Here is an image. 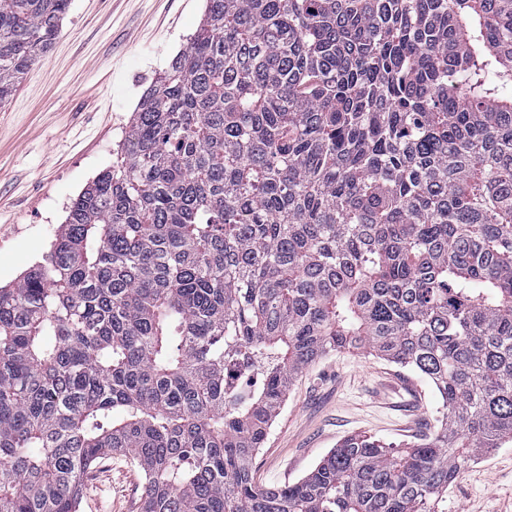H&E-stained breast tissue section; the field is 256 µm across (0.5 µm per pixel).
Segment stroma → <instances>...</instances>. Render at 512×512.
Returning <instances> with one entry per match:
<instances>
[{"label": "stroma", "instance_id": "obj_1", "mask_svg": "<svg viewBox=\"0 0 512 512\" xmlns=\"http://www.w3.org/2000/svg\"><path fill=\"white\" fill-rule=\"evenodd\" d=\"M206 0H72L54 44L0 105V286L41 261L71 202L117 158L142 94L201 22ZM426 380L361 352H334L298 376L252 462L257 486L306 476L344 437L403 446L432 434ZM143 474L100 460L80 512H139ZM447 512H512V443L469 463Z\"/></svg>", "mask_w": 512, "mask_h": 512}]
</instances>
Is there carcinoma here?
I'll use <instances>...</instances> for the list:
<instances>
[{
    "label": "carcinoma",
    "instance_id": "1",
    "mask_svg": "<svg viewBox=\"0 0 512 512\" xmlns=\"http://www.w3.org/2000/svg\"><path fill=\"white\" fill-rule=\"evenodd\" d=\"M71 0H0V104ZM356 351L441 426L250 463L297 376ZM512 442V0H206L117 160L0 287V512H78L121 453L140 512H445Z\"/></svg>",
    "mask_w": 512,
    "mask_h": 512
}]
</instances>
